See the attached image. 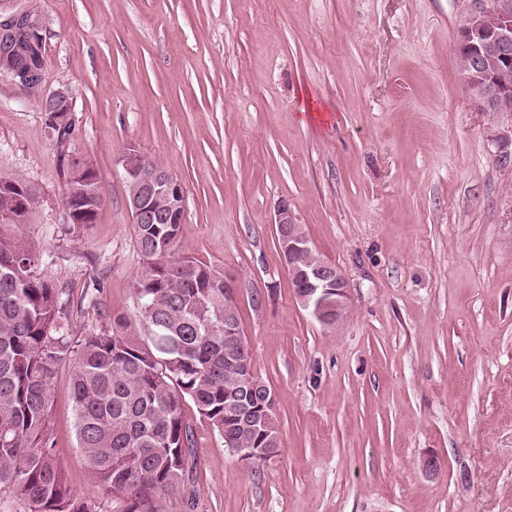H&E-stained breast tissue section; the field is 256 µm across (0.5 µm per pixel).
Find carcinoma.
<instances>
[{
    "mask_svg": "<svg viewBox=\"0 0 512 512\" xmlns=\"http://www.w3.org/2000/svg\"><path fill=\"white\" fill-rule=\"evenodd\" d=\"M13 222L10 196L0 194V489L25 499L30 512H93L69 487L49 433L54 378L70 368L76 435L85 463L124 512H162L161 501L184 483L192 426L190 400L226 448H280L229 397L250 404L270 392L242 369L252 356L241 336L224 335V270L176 256L182 225L168 223L163 204L155 223L135 225L143 263L131 282L144 340L104 330L76 345L67 320L70 290L14 229L30 223L39 200Z\"/></svg>",
    "mask_w": 512,
    "mask_h": 512,
    "instance_id": "carcinoma-1",
    "label": "carcinoma"
}]
</instances>
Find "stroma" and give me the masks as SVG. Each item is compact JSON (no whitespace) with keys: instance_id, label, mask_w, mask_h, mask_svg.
Here are the masks:
<instances>
[{"instance_id":"1","label":"stroma","mask_w":512,"mask_h":512,"mask_svg":"<svg viewBox=\"0 0 512 512\" xmlns=\"http://www.w3.org/2000/svg\"><path fill=\"white\" fill-rule=\"evenodd\" d=\"M17 4L44 19L47 88L72 91L75 136L60 147L38 100L0 75V178L38 192L20 237L69 288L74 340L143 337L115 164L133 144L183 182L177 253L235 279L254 371L277 397L281 446L260 464L184 403L193 469L165 512H512V168L494 142L512 116L480 111L459 80L466 0ZM68 149L106 197L75 231ZM282 201L349 281L336 329L293 295ZM75 426L62 367L55 455L94 512H120Z\"/></svg>"}]
</instances>
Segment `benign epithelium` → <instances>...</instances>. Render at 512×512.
Wrapping results in <instances>:
<instances>
[{
  "mask_svg": "<svg viewBox=\"0 0 512 512\" xmlns=\"http://www.w3.org/2000/svg\"><path fill=\"white\" fill-rule=\"evenodd\" d=\"M45 24L28 8H15L6 2L0 6V74H6L20 86L26 87L38 99L41 110L47 114L45 128L56 137L52 125L68 119L75 111L70 91L59 89L46 92V71L25 67L14 62V47L19 39L34 42ZM457 50L461 56L465 87L471 100L483 112L512 114V0H469L458 22ZM496 160L512 166V126L496 135ZM142 152L135 145L125 147L116 157L124 179L139 183L138 194L127 203L133 224L152 221L153 203L161 197L171 215L186 211L187 196L183 182L168 169L155 171L146 182L140 178ZM67 172L78 173L81 183L87 185L98 179L91 163L76 154L67 155ZM0 189L14 196L15 209L28 207L26 184L13 182ZM76 189L64 198V205L72 224L89 223L91 207L78 206ZM279 247L288 258L313 250L305 233L300 231L297 215L288 203L278 206L275 218ZM293 293L310 316L321 326L333 329L341 323V311L350 305L348 281L342 270L325 259L318 265L302 270L292 285Z\"/></svg>",
  "mask_w": 512,
  "mask_h": 512,
  "instance_id": "1",
  "label": "benign epithelium"
}]
</instances>
